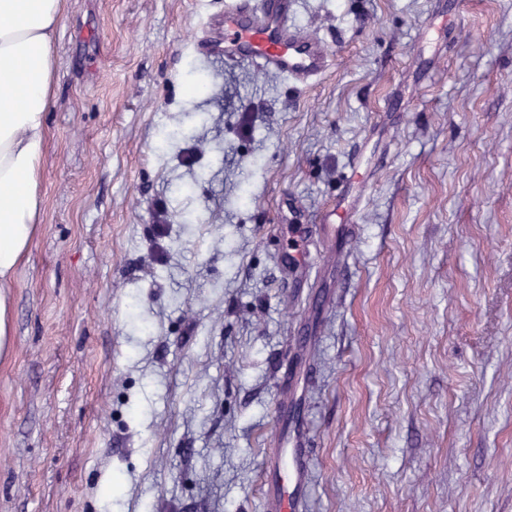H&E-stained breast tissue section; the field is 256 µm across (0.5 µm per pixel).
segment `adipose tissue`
<instances>
[{"mask_svg": "<svg viewBox=\"0 0 512 512\" xmlns=\"http://www.w3.org/2000/svg\"><path fill=\"white\" fill-rule=\"evenodd\" d=\"M64 3L0 0V338L10 329L5 289L37 233L53 41Z\"/></svg>", "mask_w": 512, "mask_h": 512, "instance_id": "obj_1", "label": "adipose tissue"}]
</instances>
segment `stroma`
<instances>
[{
  "label": "stroma",
  "mask_w": 512,
  "mask_h": 512,
  "mask_svg": "<svg viewBox=\"0 0 512 512\" xmlns=\"http://www.w3.org/2000/svg\"><path fill=\"white\" fill-rule=\"evenodd\" d=\"M230 2L67 0L0 512H260L301 358L303 512H512V0H296L305 85L225 63ZM358 198L353 196L350 199L349 192L339 196L336 201L332 202L324 211L321 219V224H318L319 235L321 237H336L335 224H341V230L348 232L354 230L353 222V209L355 208Z\"/></svg>",
  "instance_id": "obj_1"
}]
</instances>
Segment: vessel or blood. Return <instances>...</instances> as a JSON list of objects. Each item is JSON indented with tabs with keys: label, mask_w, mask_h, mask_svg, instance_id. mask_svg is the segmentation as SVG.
Here are the masks:
<instances>
[{
	"label": "vessel or blood",
	"mask_w": 512,
	"mask_h": 512,
	"mask_svg": "<svg viewBox=\"0 0 512 512\" xmlns=\"http://www.w3.org/2000/svg\"><path fill=\"white\" fill-rule=\"evenodd\" d=\"M293 0L250 8L236 0L224 12V57L247 60L288 78L306 82L331 65L329 51L319 40L288 22ZM355 199L339 196L324 211L318 226L323 237L352 228ZM277 431L263 484L264 512H302L310 468L308 429L293 401L276 409Z\"/></svg>",
	"instance_id": "b4317fda"
}]
</instances>
